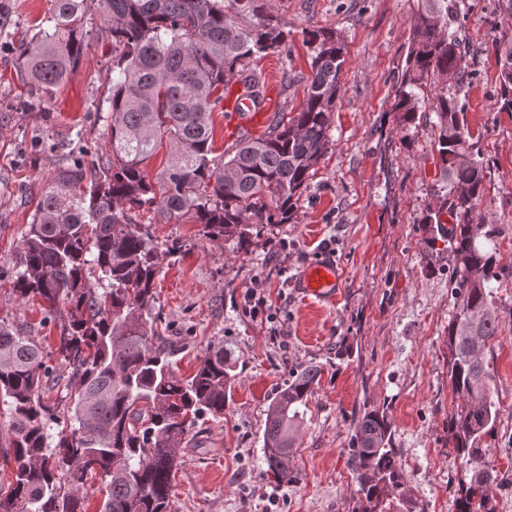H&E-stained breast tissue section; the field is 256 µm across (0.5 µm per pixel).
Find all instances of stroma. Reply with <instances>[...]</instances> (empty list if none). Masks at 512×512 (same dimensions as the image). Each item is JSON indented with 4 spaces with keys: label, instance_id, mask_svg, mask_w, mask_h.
I'll return each mask as SVG.
<instances>
[{
    "label": "stroma",
    "instance_id": "obj_1",
    "mask_svg": "<svg viewBox=\"0 0 512 512\" xmlns=\"http://www.w3.org/2000/svg\"><path fill=\"white\" fill-rule=\"evenodd\" d=\"M0 13V322L59 345V321L44 302L18 300L15 259L46 184L76 161L109 157L106 117L112 43L92 40L68 80L43 99L20 78L18 48L41 28L51 0H6ZM419 0H269L288 31L284 51L256 61L273 85L274 109L297 112L310 73L308 32L330 28L345 46L332 146L303 190L290 223L254 230L244 246L217 245L190 222L156 212L138 221L158 242V330L176 339L180 377L193 375L209 345L223 343L235 365L224 417L201 420L181 449L172 480L174 512H354L358 485L351 442L363 413L392 428L406 498L392 512H456L465 459L448 443L456 411L448 375V227L426 224L436 206L440 159L432 147L431 100L445 84L429 78L413 123L392 109ZM468 77L455 91L468 130L489 167L480 214L512 243V113L498 102L499 41L512 37L501 0H462ZM343 273L336 304H313L293 283L319 257ZM499 278L501 333L494 344L502 410L487 455L502 482L495 512H512V263ZM266 298L251 311L246 296ZM320 364L315 394L297 421V482L268 471L262 436L268 400L289 372Z\"/></svg>",
    "mask_w": 512,
    "mask_h": 512
}]
</instances>
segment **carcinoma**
Here are the masks:
<instances>
[{
    "label": "carcinoma",
    "mask_w": 512,
    "mask_h": 512,
    "mask_svg": "<svg viewBox=\"0 0 512 512\" xmlns=\"http://www.w3.org/2000/svg\"><path fill=\"white\" fill-rule=\"evenodd\" d=\"M51 30L24 42L19 67L49 98L76 68L89 41L84 0H53ZM112 41L108 144L112 157L57 174L43 191L17 257L13 292L40 297L47 311L67 309L55 363L39 340L0 323V405L7 407L16 469L0 486V512H85L87 481L100 476L101 512H172L178 449L200 417H224L234 366L224 343L207 348L196 373L175 374L174 340L155 324L158 245L136 217L188 219L219 244H241L260 224H286L312 170L332 145V115L342 91L345 44L335 31L308 34L311 73L295 115L274 116L260 137L243 135L213 149L212 113L225 86L243 84L253 104L265 101V78L251 63L280 52L288 31L267 0H101ZM458 0H421L394 111L410 124L431 75L464 69L463 41L450 30ZM499 111L512 112V40L498 47ZM443 190L422 223L453 225L448 282L455 315L448 324V370L460 408L448 418V442L472 467L456 512H495L499 472L483 440L500 405L486 352L500 336L498 230L482 222L487 166L470 143L466 112L444 87L432 100ZM168 143L170 164L156 176L146 160ZM97 274L98 287L89 277ZM323 369L306 366L272 395L263 432L268 470L296 481L292 448L300 409ZM56 399H51V395ZM358 483L355 512H389L404 493L391 424L377 409L358 422L351 454Z\"/></svg>",
    "instance_id": "cac0c4a2"
}]
</instances>
